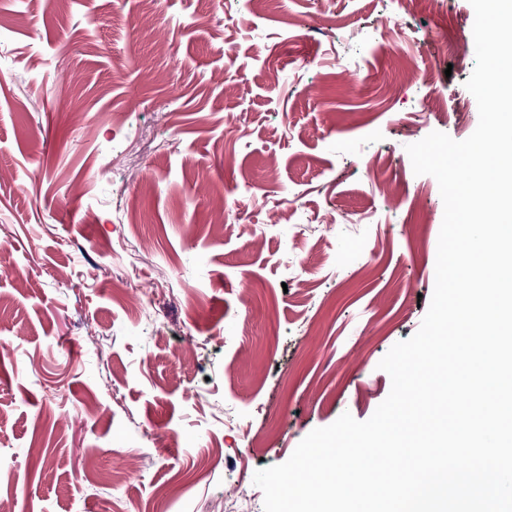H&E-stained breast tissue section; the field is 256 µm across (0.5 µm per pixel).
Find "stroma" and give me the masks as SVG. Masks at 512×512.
<instances>
[{"mask_svg":"<svg viewBox=\"0 0 512 512\" xmlns=\"http://www.w3.org/2000/svg\"><path fill=\"white\" fill-rule=\"evenodd\" d=\"M474 20L0 0V512H224L242 478L264 512L256 471L373 415L444 215L405 147L475 131Z\"/></svg>","mask_w":512,"mask_h":512,"instance_id":"stroma-1","label":"stroma"}]
</instances>
